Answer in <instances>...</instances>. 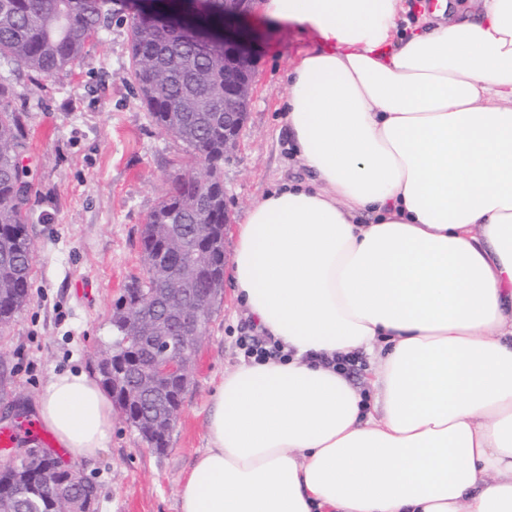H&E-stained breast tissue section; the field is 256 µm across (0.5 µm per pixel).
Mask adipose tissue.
<instances>
[{"instance_id":"obj_1","label":"adipose tissue","mask_w":512,"mask_h":512,"mask_svg":"<svg viewBox=\"0 0 512 512\" xmlns=\"http://www.w3.org/2000/svg\"><path fill=\"white\" fill-rule=\"evenodd\" d=\"M319 51L289 72L307 183L236 228L231 283L283 358L210 400L179 512H512V0H265ZM366 354L370 390L323 365ZM76 459L114 405L85 370L36 402Z\"/></svg>"}]
</instances>
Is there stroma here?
Segmentation results:
<instances>
[{
	"mask_svg": "<svg viewBox=\"0 0 512 512\" xmlns=\"http://www.w3.org/2000/svg\"><path fill=\"white\" fill-rule=\"evenodd\" d=\"M109 17L101 38L54 79L0 60V84L9 90L0 103L27 115L32 181L29 299L0 330L8 367L0 379V426L16 429L18 446L49 377L92 370L93 356L111 341L112 308L143 273L146 219L169 192L174 172L193 164L185 145L152 122L130 78L133 0H112ZM248 25L257 47L255 89L239 147L223 166L224 199L237 224L266 193L309 177L289 148L282 112L291 61L319 48L314 33L277 24L260 9ZM257 333L232 286H225L166 451L147 449L120 414L107 448L75 461L98 487L97 512H178L179 483L208 446L210 396L225 371L242 361L238 336Z\"/></svg>",
	"mask_w": 512,
	"mask_h": 512,
	"instance_id": "35a3bbf8",
	"label": "stroma"
}]
</instances>
